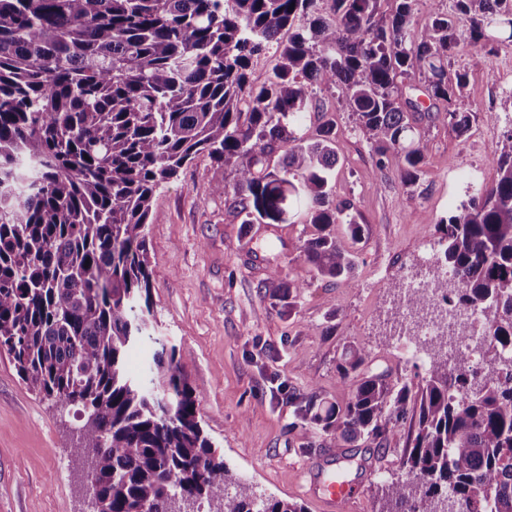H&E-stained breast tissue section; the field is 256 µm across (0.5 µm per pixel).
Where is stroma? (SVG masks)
I'll return each mask as SVG.
<instances>
[{"label":"stroma","mask_w":512,"mask_h":512,"mask_svg":"<svg viewBox=\"0 0 512 512\" xmlns=\"http://www.w3.org/2000/svg\"><path fill=\"white\" fill-rule=\"evenodd\" d=\"M449 73L468 75L465 94L471 127L461 136L449 123L421 121L427 151L423 173L411 187L400 179L401 159L377 161L336 95L318 93L319 107L304 128L316 139L323 118L335 121L342 156L332 181L335 200H353L366 227L354 242L345 225L336 237L356 257L349 278L318 276L296 255L304 224H245L213 195L223 169L198 158L155 197L148 227L156 338L187 353L183 373L198 396L202 425L239 480L257 491L323 507L307 493L310 464H336L353 480L352 512H376L383 477L398 473L411 430L393 438L360 441L333 455L303 449L293 425L289 391L317 392L343 403L348 389L336 365L349 342L365 343V368L420 380L426 362L388 340L383 322L407 273L434 247L432 224L448 216L471 191L463 172L484 184L496 179L492 151L512 128V42L493 52L461 45ZM281 265V279L269 271ZM301 284L292 309L278 305L281 281ZM84 416L29 391L6 352L0 351V512H90L86 467L72 448Z\"/></svg>","instance_id":"obj_1"}]
</instances>
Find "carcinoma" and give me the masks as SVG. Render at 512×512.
<instances>
[{
  "mask_svg": "<svg viewBox=\"0 0 512 512\" xmlns=\"http://www.w3.org/2000/svg\"><path fill=\"white\" fill-rule=\"evenodd\" d=\"M0 0V350L20 379L85 416L72 451L91 456V512H307L236 480L205 433L186 353H152L148 373L127 370L151 339L147 226L160 190L200 156L231 169L212 186L243 224L311 229L296 259L328 278L348 276L359 241L355 203L331 196L340 160L334 123L310 142L301 127L311 94L339 91L359 135L382 158L400 155L407 186L426 143L418 121L470 129L467 75L448 82L461 42L512 41V0H443L417 38L421 0ZM275 49L267 81L253 62ZM418 70L430 112L403 82ZM497 177L433 225L437 262L458 275L407 294L428 316L436 303L477 307L493 350L484 381L448 340L423 343L426 376L414 383L362 372L366 346L336 365L346 402L292 395L298 436L328 447L389 439L406 416L414 430L402 473L383 481L378 512H512V129L493 150Z\"/></svg>",
  "mask_w": 512,
  "mask_h": 512,
  "instance_id": "obj_1",
  "label": "carcinoma"
}]
</instances>
